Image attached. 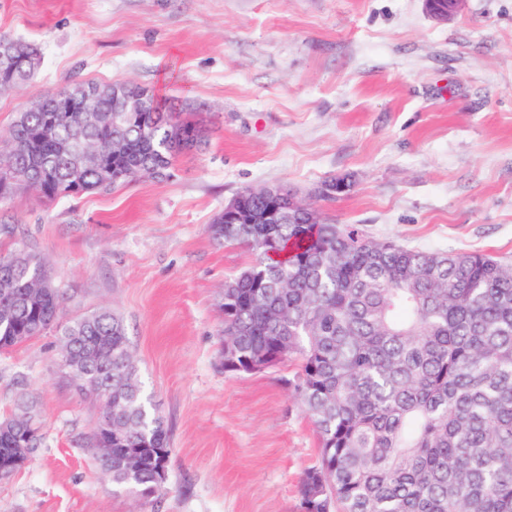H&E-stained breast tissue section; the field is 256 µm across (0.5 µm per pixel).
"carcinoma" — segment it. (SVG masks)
Wrapping results in <instances>:
<instances>
[{
	"instance_id": "cac0c4a2",
	"label": "carcinoma",
	"mask_w": 512,
	"mask_h": 512,
	"mask_svg": "<svg viewBox=\"0 0 512 512\" xmlns=\"http://www.w3.org/2000/svg\"><path fill=\"white\" fill-rule=\"evenodd\" d=\"M19 62L0 61V81L19 86L40 64L36 47L0 33ZM103 112H67L56 88L46 111L20 112L14 150L0 168L20 171L47 199L107 191L127 171L162 178L199 146V127L140 88L139 112H114L123 82L98 83ZM114 140L122 153L81 165L75 138ZM218 242L245 247L251 263L224 282V371L252 374L286 360L288 381L312 418L319 464L304 473L302 499L324 494L332 512H512V263L486 254L407 249L349 226L310 223L300 209L279 224H225ZM65 291L44 258L0 253V350L56 330L62 361L87 378L84 393L112 404L99 419L127 430L112 443V483L149 500L165 487L155 469L172 454L162 417L144 397L123 321L100 310L62 324ZM98 343L106 362L80 351ZM35 401L17 405L0 433V457L30 458L41 439ZM139 450L138 472L123 459Z\"/></svg>"
}]
</instances>
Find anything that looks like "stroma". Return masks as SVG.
Wrapping results in <instances>:
<instances>
[{
	"instance_id": "stroma-1",
	"label": "stroma",
	"mask_w": 512,
	"mask_h": 512,
	"mask_svg": "<svg viewBox=\"0 0 512 512\" xmlns=\"http://www.w3.org/2000/svg\"><path fill=\"white\" fill-rule=\"evenodd\" d=\"M0 32L41 52L32 81L0 92V144L71 80L137 83L203 129L168 178L0 195V248L45 258L64 320L122 318L173 448L163 495L114 487L94 466L99 405L48 332L0 353V418L24 396L41 409L0 512H301L318 436L291 363L224 371V280L251 255L209 227L242 189L283 185L374 239L512 262V0H461L445 22L424 0H0ZM343 176L348 193L318 197Z\"/></svg>"
}]
</instances>
